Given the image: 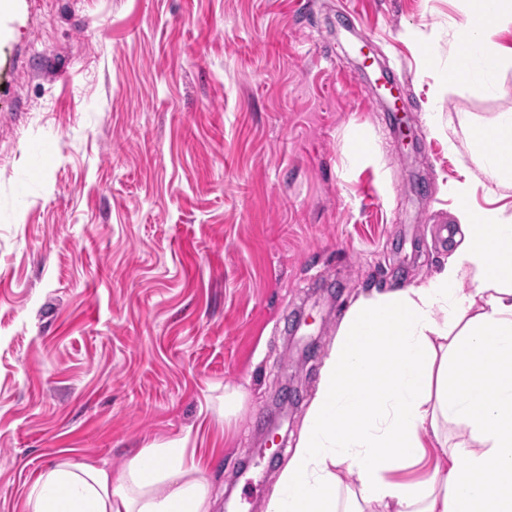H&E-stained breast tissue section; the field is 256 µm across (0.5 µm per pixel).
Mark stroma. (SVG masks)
<instances>
[{
	"mask_svg": "<svg viewBox=\"0 0 512 512\" xmlns=\"http://www.w3.org/2000/svg\"><path fill=\"white\" fill-rule=\"evenodd\" d=\"M467 10L16 0L0 18V512H27L60 452L117 471L183 436L213 512H265L354 301L437 271L460 183L512 213L462 129L512 113V60L480 91L448 81Z\"/></svg>",
	"mask_w": 512,
	"mask_h": 512,
	"instance_id": "35a3bbf8",
	"label": "stroma"
}]
</instances>
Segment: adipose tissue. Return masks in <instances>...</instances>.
Returning <instances> with one entry per match:
<instances>
[{"mask_svg":"<svg viewBox=\"0 0 512 512\" xmlns=\"http://www.w3.org/2000/svg\"><path fill=\"white\" fill-rule=\"evenodd\" d=\"M512 0H469L452 81L480 86ZM489 197L512 190V114L469 130ZM456 246L434 276L359 298L341 321L265 512H512V217L456 198ZM470 290H463V279ZM463 426L454 442L449 425ZM417 469L421 479L399 472ZM185 439L148 443L120 472L57 462L28 512H211Z\"/></svg>","mask_w":512,"mask_h":512,"instance_id":"1","label":"adipose tissue"}]
</instances>
